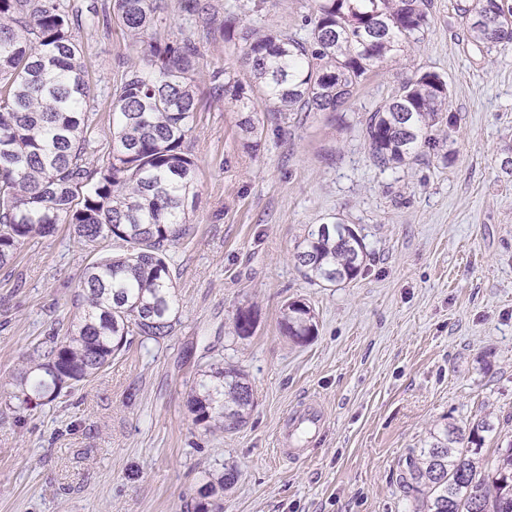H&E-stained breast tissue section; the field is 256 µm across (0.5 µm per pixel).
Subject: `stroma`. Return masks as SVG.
I'll return each instance as SVG.
<instances>
[{"label":"stroma","mask_w":512,"mask_h":512,"mask_svg":"<svg viewBox=\"0 0 512 512\" xmlns=\"http://www.w3.org/2000/svg\"><path fill=\"white\" fill-rule=\"evenodd\" d=\"M190 17L160 0L161 35L199 45L194 232L170 253L180 324L161 343L134 342L94 379L34 410L0 405V512H194L209 474L238 471L224 512H411L398 485L410 448L437 424L486 417L484 457L512 441V47L469 39L460 8L432 0L420 41L378 63L334 112H277L261 103L259 145L244 148L239 112L212 71L248 72L218 29L228 16L303 33L313 0H209ZM98 153L112 140L113 90L143 43L116 24L80 17ZM424 72L448 82L447 160L424 155L380 170L362 135L369 112ZM342 217L369 251L357 279L306 280L294 248L308 225ZM92 255L69 229L0 268V396L35 337L67 328ZM306 302L318 332L298 344L280 331L289 301ZM253 308L252 336L234 334ZM243 369L254 393L246 422L207 432L186 407L199 366ZM324 416L301 443L303 405Z\"/></svg>","instance_id":"obj_1"}]
</instances>
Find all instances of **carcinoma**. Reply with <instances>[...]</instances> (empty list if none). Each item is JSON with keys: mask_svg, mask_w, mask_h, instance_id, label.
I'll use <instances>...</instances> for the list:
<instances>
[{"mask_svg": "<svg viewBox=\"0 0 512 512\" xmlns=\"http://www.w3.org/2000/svg\"><path fill=\"white\" fill-rule=\"evenodd\" d=\"M431 0H314L303 36L259 31L227 20L221 33L241 42L251 92L277 112H334L377 63L418 41L430 25ZM157 0H108L87 7L90 19L119 24L147 51L112 93V141L106 158L88 162L93 122L88 73L73 32L74 6L63 0H0V268L27 245L67 224L91 251L108 241L123 251L100 255L74 292L71 328L31 343L8 408L37 407L66 396L97 376L134 339L156 343L180 323V300L168 251L193 234L189 196L197 162L186 146L197 112L193 75L200 53L185 32L158 36ZM467 32L488 49L512 44V0H472ZM211 80L245 114L239 127L258 145L263 128L254 98L236 75ZM448 84L426 72L403 82L369 113L362 128L373 163L385 170L439 154L432 129L448 121ZM368 257L364 238L334 217L311 224L294 259L320 287L353 281ZM240 309L234 333L256 326ZM282 333L306 342L317 326L310 307L289 302ZM254 406L245 372L212 363L197 373L187 397L193 422L230 432ZM491 421L446 423L410 450L399 482L414 512H512V443L497 457L498 476L487 481L479 454ZM237 478L231 467L199 491L196 512H222L224 490Z\"/></svg>", "mask_w": 512, "mask_h": 512, "instance_id": "carcinoma-1", "label": "carcinoma"}]
</instances>
